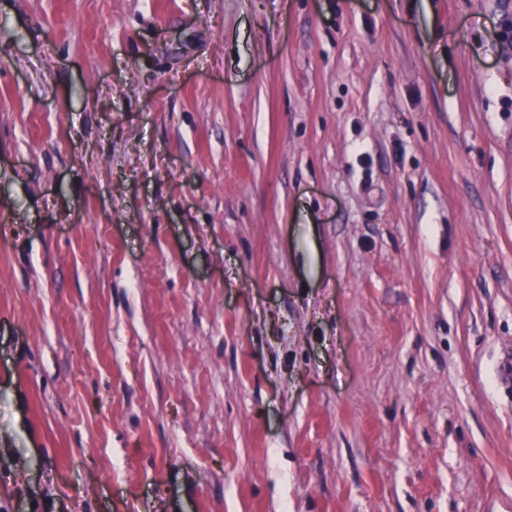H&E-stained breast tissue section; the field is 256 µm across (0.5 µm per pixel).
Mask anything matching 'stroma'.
Wrapping results in <instances>:
<instances>
[{
    "label": "stroma",
    "instance_id": "stroma-1",
    "mask_svg": "<svg viewBox=\"0 0 512 512\" xmlns=\"http://www.w3.org/2000/svg\"><path fill=\"white\" fill-rule=\"evenodd\" d=\"M0 512H512V0H0Z\"/></svg>",
    "mask_w": 512,
    "mask_h": 512
}]
</instances>
